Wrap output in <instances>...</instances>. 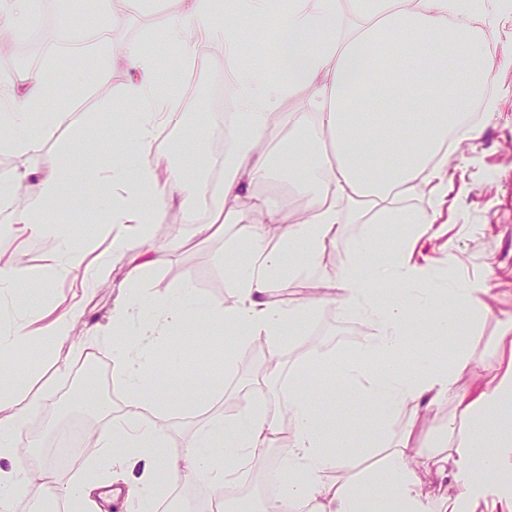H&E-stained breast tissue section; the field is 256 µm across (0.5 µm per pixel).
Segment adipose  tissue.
I'll list each match as a JSON object with an SVG mask.
<instances>
[{
	"mask_svg": "<svg viewBox=\"0 0 512 512\" xmlns=\"http://www.w3.org/2000/svg\"><path fill=\"white\" fill-rule=\"evenodd\" d=\"M497 2L290 0L288 9L278 12L272 0H229L224 7L216 0H181L182 19L169 28L168 37L182 64L196 63L201 43L220 44L237 84L231 112L235 147L224 157V182L213 201L211 221L198 225V234H209L215 224L239 222L229 200L279 172L287 173L307 199L306 217L292 222L283 205L256 196L260 218L247 227L242 263L229 267L237 293L232 304L198 295L188 280L159 305L147 293V273L160 262L144 248L147 235L165 223L171 205L192 210L205 179L197 157H188V170H180L159 143L160 128L177 115L137 46L125 50L124 61L133 74L123 94L138 112L132 142L141 161L132 172L107 171L112 193L97 198L94 207L113 228L108 252L95 254L94 243H78L74 225L53 218L63 184L59 176L38 177L30 170L0 176V213L22 225L28 237L49 238L56 248L53 265L45 269L1 266L0 302L21 287H50L76 269L83 270L85 284L92 288L108 279L112 263L128 268L112 307V334L104 340L128 395L126 409L113 415L96 387L83 388L82 398L98 411L99 420L93 459L75 481L61 482L51 463L17 448V431L42 409L44 399L16 387L9 376L11 359L26 352L32 340L47 342L52 357H59L81 309L19 316L8 331L0 332V354L7 356L0 363V512H10L35 477L52 499L74 506L75 512H101V481L109 471L129 481L127 512H156L162 492L186 475L211 488L209 512H223V490L237 464L282 432L287 435L280 465L286 493L265 501L262 512H286L297 502L308 505L310 512H512V319L501 328L498 373L469 391H458L459 378L472 369L469 342L487 309V287L480 280L436 283L411 264L406 254L427 233L431 218L393 207L398 197L416 194L426 185L432 211L439 210L448 196V138L463 141L480 135L481 125L469 121L468 114L493 61L474 23L478 16L495 14ZM228 11L273 22L276 63L288 72L287 80L272 79L250 63L246 47L224 31ZM386 55L390 66L375 69L370 94L361 98L357 110H350L349 92L365 70L373 69L374 60ZM46 77L43 70H24L10 89L0 91L1 152L33 154L52 131L57 118L44 114L42 107ZM297 97L303 99L304 111H288L287 102ZM305 124L309 136L288 150L275 155L262 150V143L276 141L287 127ZM324 136L335 147L329 162L321 160L316 148ZM346 203L373 211L376 225L360 232L356 263L329 288L340 309L377 327L365 353L381 364L368 374L359 365L345 366L344 380L389 414L409 402L428 412L445 400L454 401L448 419L452 448L420 458L421 466L452 478L451 493L436 499L423 492L417 467L402 443L391 450L381 480L324 481L325 472L338 461L324 450L316 412L323 385L315 374H305L303 386L292 390L287 420L248 406L233 419L195 429L188 451L178 456L167 451L168 429L143 417L144 409L168 402L167 391L154 377L162 362L157 351L185 328L216 326L239 341L263 338L274 345L287 337L298 312L272 300L271 290L282 283L286 258L297 247L306 251L300 274L319 269ZM381 224H401L405 231L396 237L387 265L373 278L366 268L376 255ZM390 284L404 287V297L386 300ZM417 315L429 319L435 339L453 342L448 360L423 357L410 368L396 362ZM178 360L173 354L162 363L170 368Z\"/></svg>",
	"mask_w": 512,
	"mask_h": 512,
	"instance_id": "ef3b65f1",
	"label": "adipose tissue"
}]
</instances>
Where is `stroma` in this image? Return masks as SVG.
I'll return each instance as SVG.
<instances>
[{"label":"stroma","mask_w":512,"mask_h":512,"mask_svg":"<svg viewBox=\"0 0 512 512\" xmlns=\"http://www.w3.org/2000/svg\"><path fill=\"white\" fill-rule=\"evenodd\" d=\"M87 2L33 0L34 11L27 20L0 17V35L11 46L6 58L10 73L48 70L44 105L60 116L51 137L35 156L0 153V169L66 173L63 202L78 209L72 223L82 234L96 237L104 219L80 209L82 196L89 192L101 194L104 187L99 177L112 166L136 161L133 149L126 143L136 112L122 96L131 76L120 61L125 48L139 45L156 69L176 70L194 80V111H187L185 95L175 96L173 109L181 113L182 119L159 133L160 143L175 163L183 161L188 145L203 146L211 165L223 163V154L214 153L212 146L211 95L232 73L224 62L222 48L216 44L201 47L195 68H182L174 61L167 40L168 28L180 19L174 0H136L116 23L111 20L108 6L91 14L86 10ZM500 11V16L476 24L488 52L499 61L485 84L486 95L498 97L499 108L490 116L480 106L472 112V121L483 126L482 134L453 145L448 202L438 223L431 227V239L414 253L416 261L430 265L434 277L449 274L459 280L479 278L488 286L489 310L470 341L473 370L459 379L457 388L461 391L495 373L500 360L497 338L501 324L505 316L512 315V0H500ZM76 21L102 31L109 54L118 58L112 69L99 71L94 59L85 66L62 69L60 47L67 28ZM224 26L230 35L248 45L253 60L269 61L265 47L273 41L274 33L262 21L232 15L225 18ZM235 207L243 215L242 223L225 225L223 232L206 240L195 237L194 224L186 223L180 206L169 209L165 224L155 228L149 242L153 249L167 252L164 262L147 274L146 286L154 299H164L170 289L189 279L201 295L220 298L228 304L235 300L226 263L236 260L246 227L257 217L250 196L240 197ZM174 224L179 227L175 233L170 230ZM359 232V225L345 223L336 238L327 242L321 270L326 279H337L354 263L353 243ZM0 250L21 252L29 268L43 267L53 260L52 248L42 246L40 239L22 235L18 225L1 215ZM126 277V266L118 263L112 265L108 282L93 290L84 289L82 275L77 272L51 288H24L17 293L15 305L24 311H39L56 303L66 307L75 302L84 311L74 333L77 347L63 351L61 369L42 371L43 351L37 346L30 347L19 362L16 383L33 385L46 397L43 413L18 433L20 448L33 447L35 433L52 434L48 419L57 414L60 405L81 383L82 364L92 360L107 363L108 357L99 352L97 341L111 330L112 304ZM319 291L317 281L307 279H293L273 289V300L302 310L298 326L277 348L282 361L273 372L267 370L260 356L250 365H243L245 347L229 349L220 335L207 340L196 331H184L181 377L194 381L197 369L204 367L222 374L223 381L218 393L210 392L196 400V412L182 406L185 393L179 385L173 388L169 408L148 409V417L171 427L172 454L184 453L186 435L223 413L225 398L242 392L249 400L276 408L282 402L284 386L297 385L302 373L312 367L319 368L320 379L329 389L318 410L332 420L324 429V441L327 452L336 458H359L364 469L378 466L385 454L384 449L372 444L378 436L393 442L409 436L410 447L416 449L446 445L452 403L422 415L410 404L389 417L383 411L370 409L359 393H336L347 357L368 346L375 330L367 322L351 321L332 301L311 304V297Z\"/></svg>","instance_id":"1"}]
</instances>
